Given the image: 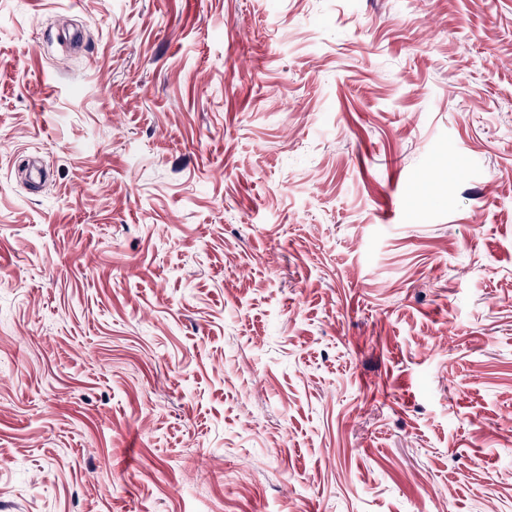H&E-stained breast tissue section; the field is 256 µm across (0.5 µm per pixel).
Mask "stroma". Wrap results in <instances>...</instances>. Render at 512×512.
<instances>
[{"mask_svg":"<svg viewBox=\"0 0 512 512\" xmlns=\"http://www.w3.org/2000/svg\"><path fill=\"white\" fill-rule=\"evenodd\" d=\"M0 512H512V0H0Z\"/></svg>","mask_w":512,"mask_h":512,"instance_id":"stroma-1","label":"stroma"}]
</instances>
